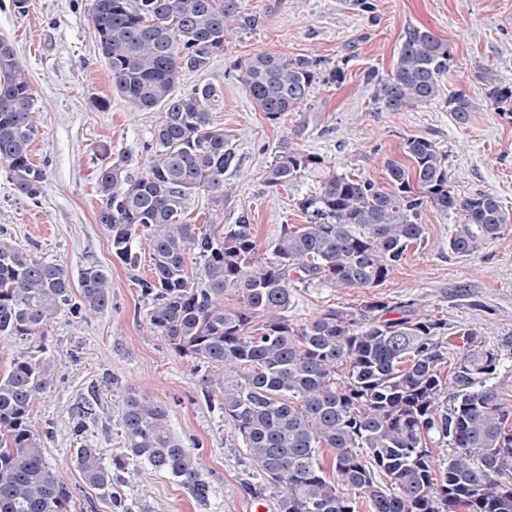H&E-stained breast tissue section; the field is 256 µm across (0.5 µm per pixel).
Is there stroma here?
Segmentation results:
<instances>
[{
  "instance_id": "stroma-1",
  "label": "stroma",
  "mask_w": 512,
  "mask_h": 512,
  "mask_svg": "<svg viewBox=\"0 0 512 512\" xmlns=\"http://www.w3.org/2000/svg\"><path fill=\"white\" fill-rule=\"evenodd\" d=\"M87 4L29 0L21 13L14 0H0V36L26 66L39 130L33 153L46 171L42 195L31 200L11 189L0 169V241L62 265L71 282L90 264L106 270L112 282L107 310L85 322L59 317L43 337L55 385L34 405L32 424L53 433L45 458L70 490V512H111L110 499L88 486L75 466L74 414L85 398L99 397L103 411L88 421L85 440L112 460L125 452L122 400L127 389H135L164 404L173 431L195 449L210 493L206 505H199L168 475L144 469L116 483L115 496L133 512H247L255 495L277 501L276 489L256 472L225 422L210 394L206 366H195L164 337L147 331L153 302L139 287L152 269L147 246L135 242L137 265H122L96 218L97 145L109 144L113 155L127 156L129 173L138 175L153 152L161 114L134 110L115 92ZM375 4L368 13L356 0H242L255 25L235 30L227 51L206 71L182 78L183 91L205 83L221 88L212 122L223 130L239 164L225 171L224 207L212 218L221 228L248 218L260 258L271 257L284 225L305 223L296 200L318 186L310 175L288 188L265 184V171L284 142L323 157L336 173L385 188L386 158L405 160L406 140L422 137L445 154L448 181L460 199L489 194L512 212V118L487 102L478 78L487 71L512 86V0ZM412 25L448 43L454 68L444 80L446 91L465 92L479 104L469 125L454 121L442 97L400 112L375 103L364 74L391 71L400 37ZM259 51L317 63L318 78L306 101L275 120L254 110L241 81L244 61ZM337 68L343 76L335 80L331 73ZM103 97L109 101L104 109L98 105ZM463 219L460 211L424 209V242L409 247L376 294L398 311L425 306L446 320L449 330H475L485 347L500 353L497 380L512 390V239L468 256L453 254L448 240ZM365 300L362 289L298 285L288 315L301 325L325 309H356Z\"/></svg>"
}]
</instances>
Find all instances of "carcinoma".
Returning a JSON list of instances; mask_svg holds the SVG:
<instances>
[{
  "label": "carcinoma",
  "instance_id": "obj_1",
  "mask_svg": "<svg viewBox=\"0 0 512 512\" xmlns=\"http://www.w3.org/2000/svg\"><path fill=\"white\" fill-rule=\"evenodd\" d=\"M88 11L115 91L132 108L162 112L139 175L97 146L104 160L97 221L121 263H137L135 240L149 247L153 272L139 282L153 297L147 328L179 355L207 364L224 420L278 490L279 512H358L361 499L370 512H512V399L489 383L499 354L475 331L450 335L446 321L419 308L388 318V303L374 295L357 310L328 308L299 326L288 319L294 283L380 287L424 238L428 205L441 212L463 206L465 221L449 242L457 255L504 239L512 215L490 195L459 203L445 155L425 138L406 141L409 166L386 159L389 191L330 171L322 157L285 142L265 173L267 186L312 174L320 184L297 199L308 223L283 228L272 257L259 263L247 218L227 229L213 224L212 210L224 204V170L235 160L211 122L221 90L207 83L176 92L185 72L207 70L227 50L238 22L251 24L240 0H89ZM452 66L448 43L408 27L390 75L368 74L374 101L391 112L429 104L442 96ZM241 79L254 107L274 120L307 99L316 73L305 57L261 51L244 61ZM484 81L492 104L512 102L511 87ZM448 109L465 126L476 103L454 92ZM33 112L25 69L0 38V167L12 189L32 200L46 180L31 160ZM200 192L209 206L190 221L188 201ZM110 304L103 269L85 267L76 293L62 266L0 242V342L44 336L61 315L83 321ZM449 338L463 354L445 373ZM45 353L39 345L0 375V512H68L70 490L44 456L52 433L31 424L34 404L54 386ZM228 371L237 372L236 382L226 381ZM120 424L131 456L206 501L196 454L173 433L160 402L128 390ZM74 458L85 483L107 493L126 470L124 458L107 464L86 443Z\"/></svg>",
  "mask_w": 512,
  "mask_h": 512
}]
</instances>
